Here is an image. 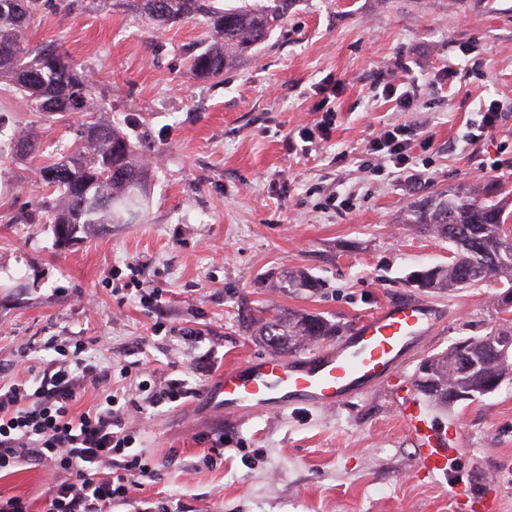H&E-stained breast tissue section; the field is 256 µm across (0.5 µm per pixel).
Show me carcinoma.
I'll use <instances>...</instances> for the list:
<instances>
[{
	"label": "carcinoma",
	"mask_w": 512,
	"mask_h": 512,
	"mask_svg": "<svg viewBox=\"0 0 512 512\" xmlns=\"http://www.w3.org/2000/svg\"><path fill=\"white\" fill-rule=\"evenodd\" d=\"M126 9L150 21L169 25L194 21L208 35L205 46L189 56L190 69L205 80H218L233 57L259 44L278 26L288 0L254 8L248 4L226 8L221 0H122ZM39 8V0H0V82L5 80L23 92L37 112L67 117L100 110L83 70L63 53L42 48L29 52L24 45L27 28ZM9 148L19 157H38L39 181L45 188L39 223L60 226L74 239L103 224H123L130 207L138 221L147 215L152 169L143 145L116 125L83 123L80 142L53 150L42 148L29 133L10 138ZM501 216L493 201L476 194L451 191L416 202L407 210L405 223L448 239L454 259L446 266L423 269L418 287L432 290L464 289L491 277L512 282V239L502 233ZM255 340L278 354L335 335L328 319L309 313L258 309L249 319ZM474 361V370L462 375L458 352ZM512 376V350L501 352L489 336L463 341L462 347L429 357L424 374L427 389L420 394L435 407L453 405L451 395L467 394L477 400L486 385Z\"/></svg>",
	"instance_id": "carcinoma-1"
}]
</instances>
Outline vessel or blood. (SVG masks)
Listing matches in <instances>:
<instances>
[{
  "mask_svg": "<svg viewBox=\"0 0 512 512\" xmlns=\"http://www.w3.org/2000/svg\"><path fill=\"white\" fill-rule=\"evenodd\" d=\"M433 307L407 297L382 305L359 318L349 334L328 350L307 357H263L225 368L207 389L214 410L224 417L241 412L285 409L301 402L332 407L356 390L378 383L396 372L409 346L426 338L436 325ZM421 415L407 413L405 426L416 434L417 470L425 478L444 474L447 457L420 430ZM452 512H494L492 502L474 497L460 485L448 488Z\"/></svg>",
  "mask_w": 512,
  "mask_h": 512,
  "instance_id": "vessel-or-blood-1",
  "label": "vessel or blood"
}]
</instances>
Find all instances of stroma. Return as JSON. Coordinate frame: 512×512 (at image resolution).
<instances>
[{"mask_svg":"<svg viewBox=\"0 0 512 512\" xmlns=\"http://www.w3.org/2000/svg\"><path fill=\"white\" fill-rule=\"evenodd\" d=\"M203 39L201 25L159 27L118 2L80 0L67 11L42 0L27 48L53 45L82 63L108 104L93 121L146 136L159 162L145 223L62 245L50 225L29 221L43 197L30 161L0 160V382L28 378L21 347L40 359L47 340L65 348L80 338L101 365L128 367L116 387L155 390L177 371L205 388L225 367L270 356L242 322L254 308L316 312L347 331L387 300L418 295L440 311L437 330L394 376L336 406L227 420L199 397L128 406L134 448L157 468L141 496L174 512H450L449 482L512 512V380L431 409L448 466L439 483L416 474L402 412L417 366L512 322V312L498 310L499 278L459 291L415 288L411 274L447 264L451 246L401 222L415 201L487 182L512 216V111L488 136L463 137L481 99L512 102V0H289L281 26L217 82L188 67ZM451 62L454 77L441 79ZM328 77L342 86L325 100L315 88ZM404 81L417 89L409 114L382 95L385 83ZM329 109V139L303 154L300 129ZM82 121L31 111L0 83L6 132L70 143ZM394 123L418 128L402 171L369 152ZM344 199L352 210L340 208ZM297 271L317 288H289ZM132 278L142 290L127 288ZM142 342L151 378L137 364ZM218 438L224 458L207 464ZM54 478L45 465L19 467L0 476V492L38 504Z\"/></svg>","mask_w":512,"mask_h":512,"instance_id":"1","label":"stroma"}]
</instances>
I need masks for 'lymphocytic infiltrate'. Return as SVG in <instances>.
<instances>
[{
	"instance_id": "lymphocytic-infiltrate-1",
	"label": "lymphocytic infiltrate",
	"mask_w": 512,
	"mask_h": 512,
	"mask_svg": "<svg viewBox=\"0 0 512 512\" xmlns=\"http://www.w3.org/2000/svg\"><path fill=\"white\" fill-rule=\"evenodd\" d=\"M416 131L390 124L369 143L394 168H405ZM55 357L32 366L28 380L0 384V473L23 465H49L59 474L46 491L42 512H112L116 502L133 500L153 469L134 453L135 439L123 422L113 394L111 367L89 356L76 340ZM99 389L97 403L78 413L74 402L86 386Z\"/></svg>"
}]
</instances>
